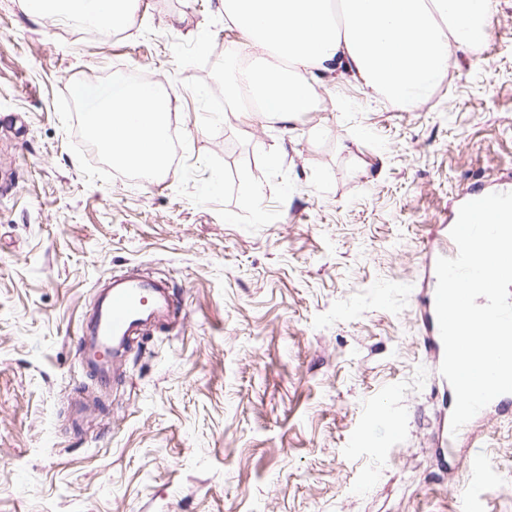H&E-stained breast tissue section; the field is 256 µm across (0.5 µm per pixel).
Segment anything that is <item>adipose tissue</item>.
I'll return each mask as SVG.
<instances>
[{"label": "adipose tissue", "mask_w": 512, "mask_h": 512, "mask_svg": "<svg viewBox=\"0 0 512 512\" xmlns=\"http://www.w3.org/2000/svg\"><path fill=\"white\" fill-rule=\"evenodd\" d=\"M240 33L251 62L234 88L249 87L260 119L284 122L306 111L308 73L343 69L365 86L405 103L427 98L448 74L452 45L468 42L464 26L494 14L498 0H341L336 22L330 0H219ZM139 0H25L32 18L80 20L111 34ZM282 65L267 60L269 53Z\"/></svg>", "instance_id": "obj_1"}]
</instances>
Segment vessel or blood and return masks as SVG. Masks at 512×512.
I'll use <instances>...</instances> for the list:
<instances>
[{
  "label": "vessel or blood",
  "instance_id": "obj_1",
  "mask_svg": "<svg viewBox=\"0 0 512 512\" xmlns=\"http://www.w3.org/2000/svg\"><path fill=\"white\" fill-rule=\"evenodd\" d=\"M172 307V301L163 300L160 288L148 275L127 272L116 275L89 331L77 338L81 362L94 376L108 380L115 344L138 334L152 313H166ZM462 463L477 483L482 482L491 470L487 455L477 447L469 449Z\"/></svg>",
  "mask_w": 512,
  "mask_h": 512
}]
</instances>
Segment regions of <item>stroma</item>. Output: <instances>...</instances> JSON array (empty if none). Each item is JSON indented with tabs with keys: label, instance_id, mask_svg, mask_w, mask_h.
I'll use <instances>...</instances> for the list:
<instances>
[{
	"label": "stroma",
	"instance_id": "stroma-1",
	"mask_svg": "<svg viewBox=\"0 0 512 512\" xmlns=\"http://www.w3.org/2000/svg\"><path fill=\"white\" fill-rule=\"evenodd\" d=\"M245 59L217 0L84 41L0 0V512H512V410L455 440L484 485L438 453L419 300L458 196L512 174V0L414 105L335 71L286 124L217 107ZM134 72L188 148L86 183L56 96ZM131 270L181 306L101 389L75 337ZM462 464L471 474L475 483L482 482L489 474L491 467L488 456L482 450L473 446L462 459Z\"/></svg>",
	"mask_w": 512,
	"mask_h": 512
}]
</instances>
